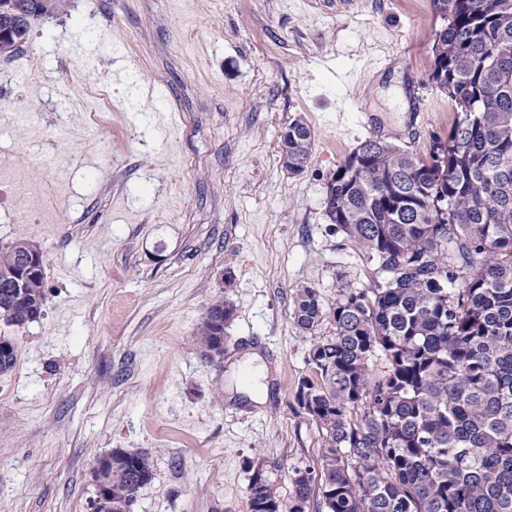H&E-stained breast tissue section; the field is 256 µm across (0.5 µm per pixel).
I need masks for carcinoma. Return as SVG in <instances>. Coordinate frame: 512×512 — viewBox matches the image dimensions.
Segmentation results:
<instances>
[{
  "label": "carcinoma",
  "instance_id": "cac0c4a2",
  "mask_svg": "<svg viewBox=\"0 0 512 512\" xmlns=\"http://www.w3.org/2000/svg\"><path fill=\"white\" fill-rule=\"evenodd\" d=\"M59 0H0V55L26 42L29 23ZM442 20L430 81L455 106L448 141L429 157L380 139L360 143L329 177V223L359 245L386 278L344 286L331 307L304 288L293 319L314 339L297 406L323 431L319 470L295 472L291 500L255 470L250 512H512V0H432ZM310 129L288 124L282 162L302 172ZM39 251L0 246V320L20 326L46 304L44 270L24 275ZM232 308L209 307L199 340L224 352ZM17 347L0 338V373ZM385 361L376 375L373 358ZM108 468L112 512L152 478L148 457L116 450Z\"/></svg>",
  "mask_w": 512,
  "mask_h": 512
}]
</instances>
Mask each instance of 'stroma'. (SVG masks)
<instances>
[{
  "mask_svg": "<svg viewBox=\"0 0 512 512\" xmlns=\"http://www.w3.org/2000/svg\"><path fill=\"white\" fill-rule=\"evenodd\" d=\"M441 24L431 0H63L31 19L39 76L0 57V245H37L47 302L0 321L17 345L0 512H90L115 449L152 466L131 512H249L253 471L286 501L295 470L319 467L294 395L334 327L298 328L296 295L331 305L383 278L328 223L325 184L366 139L418 158L447 140L456 111L429 81ZM295 119L314 146L294 175ZM220 300L233 315L210 358L198 331ZM288 135L281 136L282 162L289 172L301 173L312 153L314 139L310 129L299 121L288 124Z\"/></svg>",
  "mask_w": 512,
  "mask_h": 512,
  "instance_id": "obj_1",
  "label": "stroma"
}]
</instances>
